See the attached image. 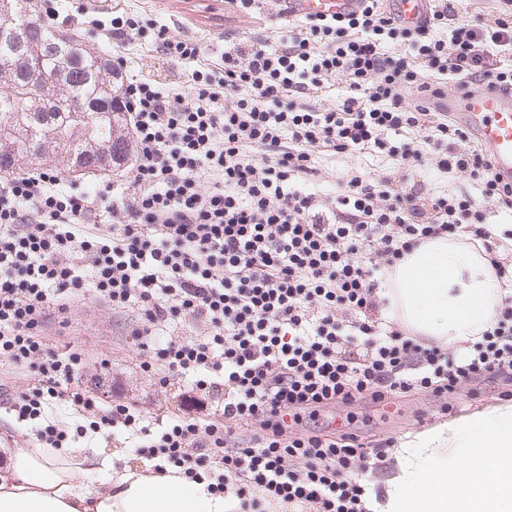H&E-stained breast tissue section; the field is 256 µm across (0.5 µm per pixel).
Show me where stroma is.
I'll return each instance as SVG.
<instances>
[{
  "label": "stroma",
  "mask_w": 512,
  "mask_h": 512,
  "mask_svg": "<svg viewBox=\"0 0 512 512\" xmlns=\"http://www.w3.org/2000/svg\"><path fill=\"white\" fill-rule=\"evenodd\" d=\"M58 10L54 25L93 35L90 50L123 55L127 65L125 81L149 79L175 93H188L195 69L219 63L225 44L264 39L270 48H278L290 32L299 30V19L281 15L277 0H260L251 12L239 11L228 0H55ZM133 15L144 26L143 34L120 45L95 32L93 18L111 24L113 17ZM182 39L196 41L201 47L198 60H173L157 53L154 33L159 27ZM318 169L316 186L331 193L346 174L354 170L380 173L392 170L391 162L363 155L314 156ZM66 326L57 317L47 322L49 339L58 350L73 345L80 349L86 364L74 384L80 388H98L105 405L122 402L140 411L148 420L165 419L177 412L188 390L186 383L171 381L159 385L152 372L143 370L142 356L128 339L134 315L112 308L106 300L87 294L68 301ZM502 385L485 381L478 387L465 384L452 397L453 409L441 414L437 402L428 393L412 392L397 400L390 415H382L371 404H356L352 413L354 428L376 443L406 436L442 423L465 419L490 411L501 404Z\"/></svg>",
  "instance_id": "35a3bbf8"
}]
</instances>
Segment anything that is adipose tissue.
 I'll return each instance as SVG.
<instances>
[{"mask_svg":"<svg viewBox=\"0 0 512 512\" xmlns=\"http://www.w3.org/2000/svg\"><path fill=\"white\" fill-rule=\"evenodd\" d=\"M410 334L460 346L481 338L505 292L481 242L425 239L381 291ZM0 477V512H241L235 495L180 467L124 465L78 448H16ZM368 512H512V405L401 441Z\"/></svg>","mask_w":512,"mask_h":512,"instance_id":"adipose-tissue-1","label":"adipose tissue"}]
</instances>
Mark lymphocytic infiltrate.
<instances>
[{"label":"lymphocytic infiltrate","mask_w":512,"mask_h":512,"mask_svg":"<svg viewBox=\"0 0 512 512\" xmlns=\"http://www.w3.org/2000/svg\"><path fill=\"white\" fill-rule=\"evenodd\" d=\"M493 25L460 21L441 0L427 24L406 27L383 0L340 21L309 19L281 49L256 40L225 48L221 66L192 73L188 95L129 82L136 167L129 193L109 183L72 193L50 170L0 181V359L35 378L0 393L18 419L36 422L43 448L124 429L148 459L216 478L243 512L268 504L310 512H366L361 481L385 445L360 434L299 429L302 414L367 399L384 406L428 391L446 399L492 379L512 397V253L491 254L502 305L479 341L422 343L371 317L379 272L424 239L483 242L492 209L512 205L486 150L431 111L447 82L512 88L495 48L512 46V0ZM450 38H443V31ZM342 77L333 108L314 98ZM390 159L391 171L348 174L331 196L307 188L314 152ZM464 173L477 195L410 183L414 165ZM120 223L102 231V214ZM95 292L137 314L131 340L145 368L192 379L182 415L150 427L123 404L102 411L96 392L72 395L74 430L45 414L83 355L56 352L42 326L68 298ZM202 326L172 337L180 322Z\"/></svg>","instance_id":"f902f5d3"}]
</instances>
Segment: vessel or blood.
<instances>
[{"mask_svg": "<svg viewBox=\"0 0 512 512\" xmlns=\"http://www.w3.org/2000/svg\"><path fill=\"white\" fill-rule=\"evenodd\" d=\"M433 0H390L397 19L407 26L426 22ZM288 18H341L357 12L361 0H280ZM456 114L492 157L494 171L512 183V89L487 86L476 91L459 90L442 103Z\"/></svg>", "mask_w": 512, "mask_h": 512, "instance_id": "b4317fda", "label": "vessel or blood"}]
</instances>
